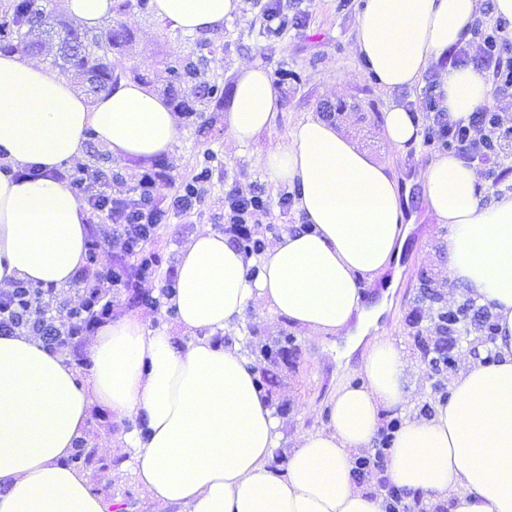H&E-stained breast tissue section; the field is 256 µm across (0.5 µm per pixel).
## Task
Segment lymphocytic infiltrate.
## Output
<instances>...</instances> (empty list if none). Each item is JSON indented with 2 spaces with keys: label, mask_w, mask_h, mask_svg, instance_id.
I'll return each instance as SVG.
<instances>
[{
  "label": "lymphocytic infiltrate",
  "mask_w": 512,
  "mask_h": 512,
  "mask_svg": "<svg viewBox=\"0 0 512 512\" xmlns=\"http://www.w3.org/2000/svg\"><path fill=\"white\" fill-rule=\"evenodd\" d=\"M505 22H496L489 29L475 28L471 40L458 43L449 50L447 63L453 67L473 66L492 77L500 89L512 88V50L501 37ZM426 110L423 114V142L454 150L464 164L484 171L492 186H499L504 174L506 144L512 143V124L506 113L486 106L474 112L469 121H453L439 107L436 85L425 91ZM158 174L153 170L141 173L133 186L132 197L115 196L106 180L94 173L82 176L76 198L90 215H104L112 226V241L121 252L144 260L146 248L155 237L160 224L169 215L187 213L201 193L202 179L184 185L169 209L155 205L154 188ZM267 203L256 193L230 190L224 197L225 236L235 247H243L252 239L253 229ZM82 324L57 321L47 316L34 293L24 280L11 282L0 290V335L30 336L38 339L51 352H59L70 340L81 336Z\"/></svg>",
  "instance_id": "1"
}]
</instances>
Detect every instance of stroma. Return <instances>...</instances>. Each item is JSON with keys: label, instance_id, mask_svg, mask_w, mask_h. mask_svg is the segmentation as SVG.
I'll return each instance as SVG.
<instances>
[{"label": "stroma", "instance_id": "1", "mask_svg": "<svg viewBox=\"0 0 512 512\" xmlns=\"http://www.w3.org/2000/svg\"><path fill=\"white\" fill-rule=\"evenodd\" d=\"M286 14L296 9L306 12L303 25L286 27L274 42L263 34L264 0H244L239 16L226 20L222 29L206 35L189 34L152 13L131 7L117 20L128 39L113 50V63L127 73L143 76L144 82L163 95L173 107L182 135L172 152L142 163L135 159L118 160L95 139H88L76 166L98 173L112 184L113 193H125L146 167L159 168L160 178L154 194L160 207H168L182 182L201 171L210 179L190 214L171 218L159 225L148 246L158 260L155 278L138 276L135 259L120 253L112 245V226L104 217L88 224V235L97 246L98 267L120 266L126 271L127 287L115 288L99 283L98 288L112 302L111 318L137 316L149 328L173 326V315L163 305L150 306L143 295L162 297V285L168 270L177 264L180 250L198 230H219L224 223V197L238 188L262 194L268 210L258 227L265 244H273L287 225L297 223L295 207L283 206L281 198L288 193L285 185L273 186L264 167L266 155L282 143L286 132L307 115L334 113L336 125L348 132L377 160L392 166L404 210L411 230L403 247L405 263H393L384 277L365 284L367 305L388 299L390 307L380 326L402 347L415 373V386L405 411H386L382 421L390 423L400 414L422 417L428 400L430 382L414 344L415 332L432 335L436 323L435 305L419 301L423 276L432 275L444 282L448 307L457 306L469 297V288L447 281L448 253L446 226L437 224L422 196L417 182L420 169L434 156V149L424 144L412 146L407 155L396 154L383 134L386 96L375 81L360 72L361 62L353 45V27L362 0H282ZM209 42L205 55L204 78L233 91L237 67L244 61H259L269 69L279 93L278 114L270 129L256 139L241 145L224 130V115L204 111L200 89L195 84L169 86L165 71L173 63L199 50L200 42ZM246 328L253 345L259 346L283 335L294 336L297 346L287 366L279 369V384L272 393L273 404L282 409L278 416L284 435L283 447H293L298 435L320 428L328 419V403L338 382H356L361 377V351L344 355V337L321 334L311 337L308 330L289 325L287 319L261 310L249 312ZM135 427L133 420H116L103 407H93L82 434L97 458L110 459L101 451V443L125 445V437ZM91 485L107 489L106 497L119 501L120 512H165L164 507L143 496L131 470L106 473L87 469Z\"/></svg>", "mask_w": 512, "mask_h": 512}]
</instances>
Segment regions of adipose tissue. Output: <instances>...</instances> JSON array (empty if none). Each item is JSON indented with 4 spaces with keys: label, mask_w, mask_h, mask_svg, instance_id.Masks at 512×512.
I'll use <instances>...</instances> for the list:
<instances>
[{
    "label": "adipose tissue",
    "mask_w": 512,
    "mask_h": 512,
    "mask_svg": "<svg viewBox=\"0 0 512 512\" xmlns=\"http://www.w3.org/2000/svg\"><path fill=\"white\" fill-rule=\"evenodd\" d=\"M243 0H154L184 32L222 28ZM478 0H362L355 54L391 94L384 135L406 154L419 125L397 97L473 35ZM439 103L468 119L492 95L490 78L443 68ZM279 95L267 68L243 63L224 124L239 144L269 129ZM177 117L159 93L119 79L88 100L66 78L15 51L0 52V159L34 166L35 179L0 172V286L67 284L82 265L88 215L54 172L88 138L113 157L148 161L172 151ZM264 166L295 192L302 223L289 225L251 274L250 259L223 234L201 230L179 254L166 299L192 338L123 316L101 325L88 348L86 382L69 361L29 336H0V512H108L84 473L67 463L93 405L141 419L120 467L169 512H384L353 478L355 453L373 447L382 412L408 402L412 368L375 330L383 305L366 306L363 282L384 274L407 236L390 167L335 125L310 115L292 126ZM423 197L447 225L451 282L468 287L497 322L490 361L453 380L430 417L407 418L391 443L397 486L446 501L450 512H512V194L489 196L474 168L450 153L422 171ZM313 332L363 345L360 385L339 386L326 426L299 435L283 471L278 421L242 351L251 305Z\"/></svg>",
    "instance_id": "1"
}]
</instances>
